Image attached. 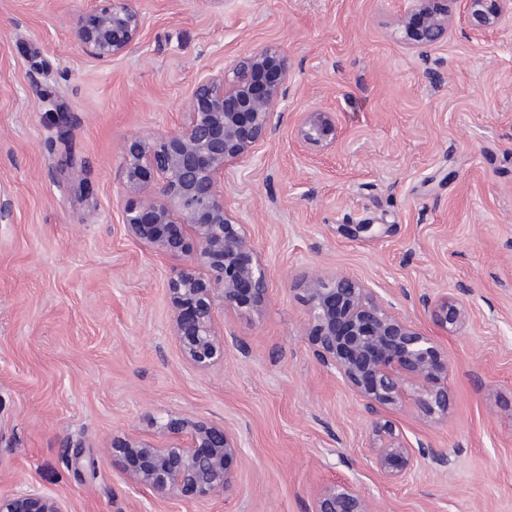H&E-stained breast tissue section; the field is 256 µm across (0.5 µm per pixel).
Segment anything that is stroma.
<instances>
[{
  "instance_id": "obj_1",
  "label": "stroma",
  "mask_w": 512,
  "mask_h": 512,
  "mask_svg": "<svg viewBox=\"0 0 512 512\" xmlns=\"http://www.w3.org/2000/svg\"><path fill=\"white\" fill-rule=\"evenodd\" d=\"M90 5L0 0V494L41 486L71 512H313L322 487L350 483L375 512H512V23L477 42L455 20L423 53L397 26L406 0H136L139 51L102 65L71 36ZM265 47L288 57V117L226 182L269 300L216 311L226 354L200 372L173 332L180 261L122 224L121 147L174 131L201 70ZM314 109L335 117L331 149L297 142L293 116ZM315 271L375 288L447 351V416L405 403L390 418L448 466L404 481L368 468L369 419L313 354L300 279ZM442 293L466 303L462 327L422 305ZM172 416L233 433V494L163 500L130 481L113 439L166 444Z\"/></svg>"
}]
</instances>
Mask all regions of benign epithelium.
<instances>
[{
    "label": "benign epithelium",
    "mask_w": 512,
    "mask_h": 512,
    "mask_svg": "<svg viewBox=\"0 0 512 512\" xmlns=\"http://www.w3.org/2000/svg\"><path fill=\"white\" fill-rule=\"evenodd\" d=\"M408 2L399 23L420 50L448 36L456 10L475 39L512 22V0ZM145 26L132 0H103L77 18L73 38L87 56L107 63L139 49ZM288 73L284 54L268 48L246 53L229 71L198 79L176 130L155 141L133 137L122 147L123 224L146 250L183 261L168 283L172 322L184 359L200 371L224 360L227 341L215 327L216 308L258 311L269 298L266 269L225 190V177L248 162L283 122ZM296 138L304 146H331V113H302ZM302 281L316 359L352 388L383 438L372 467L397 479L426 460L447 465V453L420 442L414 447L396 434L387 413L409 400L426 417L446 415L448 353L396 313L391 301L350 277L314 273ZM422 303L432 308L443 328L455 329L466 321L467 306L457 297H424ZM162 427L172 435L165 446L112 440V450L129 463L136 485L161 499H219L234 490L228 462L239 448L228 429L181 418ZM0 512L69 510L63 499L31 487L0 495ZM313 512H373V506L352 484L330 485L318 492Z\"/></svg>",
    "instance_id": "obj_1"
}]
</instances>
